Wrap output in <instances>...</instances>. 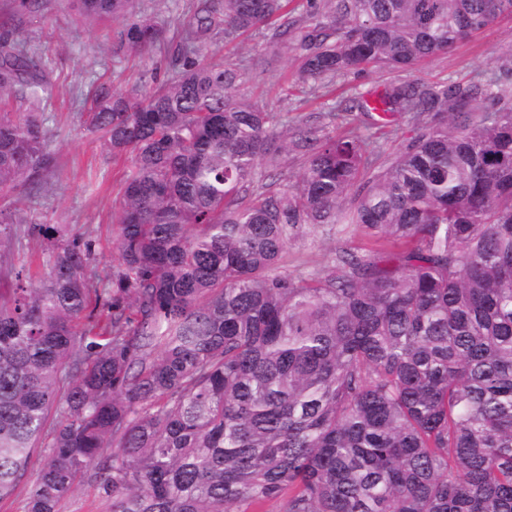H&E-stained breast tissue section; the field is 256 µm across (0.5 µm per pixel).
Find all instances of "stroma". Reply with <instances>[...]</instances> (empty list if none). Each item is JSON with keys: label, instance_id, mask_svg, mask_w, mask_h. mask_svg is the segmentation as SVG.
<instances>
[{"label": "stroma", "instance_id": "35a3bbf8", "mask_svg": "<svg viewBox=\"0 0 512 512\" xmlns=\"http://www.w3.org/2000/svg\"><path fill=\"white\" fill-rule=\"evenodd\" d=\"M189 7L190 0L135 2L137 13L150 18L171 40L176 39L187 19ZM121 28L118 22L85 23L67 0H45L41 11L22 15L18 32L19 38L42 56L54 86L45 115L56 161L45 177L38 203L23 200L17 208L32 222L66 224L76 234L91 232L93 267L101 278L106 277L117 259L112 211L130 161L124 155L112 156L101 140L87 133L83 99L101 83L125 91L152 85L169 75L168 57L162 51L116 52ZM511 46L512 16L506 15L491 29L473 35L448 53L419 63L405 77L425 82L451 78L465 82L475 73L496 70ZM208 54L231 64L253 56L265 58V71L248 85L246 93L267 111L287 114L292 120L330 111L338 95H345L351 110L345 119L334 122L335 135L359 128L379 146L380 164H387L410 136L407 126L374 121L361 108L370 94L386 84L387 79L381 74L367 72L348 77L344 85L334 86L332 92L311 101L300 87L290 84L296 61L283 45L246 36L227 45L218 37L211 42ZM342 247L365 253L372 243L353 225L327 224L315 229L302 226L288 246L281 270L291 275L316 271L330 264L336 250Z\"/></svg>", "mask_w": 512, "mask_h": 512}]
</instances>
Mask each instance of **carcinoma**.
Instances as JSON below:
<instances>
[{
  "mask_svg": "<svg viewBox=\"0 0 512 512\" xmlns=\"http://www.w3.org/2000/svg\"><path fill=\"white\" fill-rule=\"evenodd\" d=\"M165 43L135 0H70ZM512 15V0H193L168 65L96 88L88 128L127 153L117 264L93 239H45L0 288V502L41 448L23 512H60L89 470L110 512H512V46L492 75L393 79L375 106L414 132L383 167L358 129L288 121L244 98L261 66L207 60L249 34L284 44L314 95L402 73ZM0 14V193L38 197L54 166L41 59ZM303 160L293 188L260 162ZM302 224L355 225L307 277L278 272Z\"/></svg>",
  "mask_w": 512,
  "mask_h": 512,
  "instance_id": "cac0c4a2",
  "label": "carcinoma"
}]
</instances>
